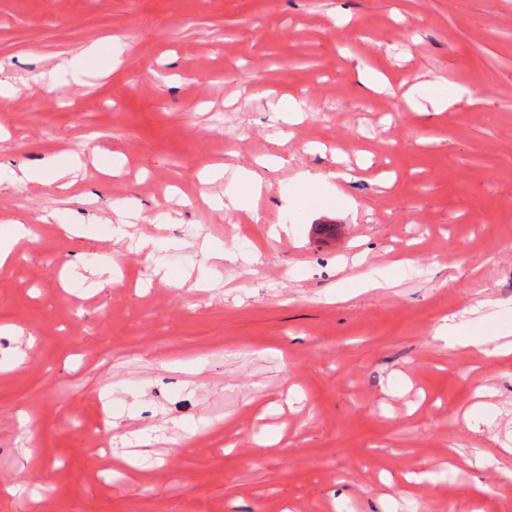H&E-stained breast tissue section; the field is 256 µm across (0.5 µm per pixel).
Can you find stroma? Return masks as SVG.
I'll return each instance as SVG.
<instances>
[{"label":"stroma","mask_w":512,"mask_h":512,"mask_svg":"<svg viewBox=\"0 0 512 512\" xmlns=\"http://www.w3.org/2000/svg\"><path fill=\"white\" fill-rule=\"evenodd\" d=\"M113 36L122 64L74 82L63 62ZM439 75L463 102L418 112L407 89ZM0 80V222L36 234L0 271V327L22 330L0 359H23L0 372V512H512V356L434 337L512 299V0H0ZM285 94L304 115L280 145ZM59 153L86 164L70 187L12 183ZM221 163L259 175L256 213L206 204ZM331 170L353 176L340 202L270 237L291 179ZM123 199L135 235L176 241L170 280L131 242L62 234ZM103 252L121 281L93 292ZM480 385L499 413L473 431ZM99 396L130 458L107 474L72 427Z\"/></svg>","instance_id":"1"}]
</instances>
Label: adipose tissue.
I'll return each mask as SVG.
<instances>
[{
    "mask_svg": "<svg viewBox=\"0 0 512 512\" xmlns=\"http://www.w3.org/2000/svg\"><path fill=\"white\" fill-rule=\"evenodd\" d=\"M81 161L72 156L66 159L51 156L36 166L20 168L14 178L21 183H36L51 187L59 185L78 167ZM227 178L224 190V207L228 210H253L255 200L263 190L260 177L253 170L236 167L227 169L216 166L207 170L205 180ZM330 175L300 172L295 175L289 194L295 206L310 210L326 207L329 202ZM464 320L443 318L435 335L445 341L449 348L485 347L491 354L512 353V332L506 324L512 319V307L499 299H480L468 310Z\"/></svg>",
    "mask_w": 512,
    "mask_h": 512,
    "instance_id": "adipose-tissue-1",
    "label": "adipose tissue"
}]
</instances>
